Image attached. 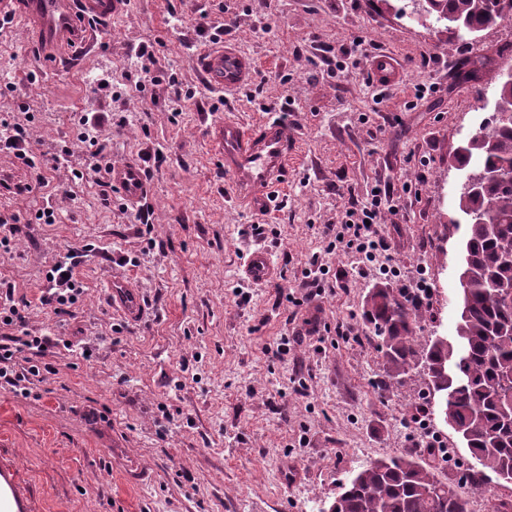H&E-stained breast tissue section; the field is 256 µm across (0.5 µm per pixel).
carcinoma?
Here are the masks:
<instances>
[{"instance_id": "obj_1", "label": "carcinoma", "mask_w": 512, "mask_h": 512, "mask_svg": "<svg viewBox=\"0 0 512 512\" xmlns=\"http://www.w3.org/2000/svg\"><path fill=\"white\" fill-rule=\"evenodd\" d=\"M424 5L429 20L445 25L457 18L475 34L512 21V0H424ZM491 124L492 141L479 131L457 157L462 169L475 158L476 172H502L478 194L462 185L457 191L459 211L491 219L467 224L469 281L455 326L461 344H422L416 334L419 309L386 286L371 289L363 311L380 340L388 379L399 380L421 364L435 388L445 382L436 367L455 362L461 382L443 396V411L481 470L450 484L435 466L412 458L377 460L343 483L325 512H469L470 497L488 492L489 474L512 469V423L505 419L512 410V335L507 333L512 328V263L503 259L512 245V112H494Z\"/></svg>"}]
</instances>
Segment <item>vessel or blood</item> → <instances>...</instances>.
Returning a JSON list of instances; mask_svg holds the SVG:
<instances>
[{
    "label": "vessel or blood",
    "instance_id": "obj_1",
    "mask_svg": "<svg viewBox=\"0 0 512 512\" xmlns=\"http://www.w3.org/2000/svg\"><path fill=\"white\" fill-rule=\"evenodd\" d=\"M123 8V0H23L13 21L25 28L44 68L62 70L77 65L97 42L100 28ZM203 84L233 90L245 84L253 71L252 59L234 46L203 50L197 57ZM402 70L392 57L382 55L371 67L373 83L386 86L399 80ZM218 157L230 177L237 201L255 211H270L279 203V192L297 154L299 139L292 128L275 118L247 127L233 120L211 129ZM111 181L131 204L144 202L150 189L140 165L113 164ZM243 274L261 284L277 271L269 253L255 248L246 258ZM112 306L127 321L140 322L146 310L141 292L124 278L109 283Z\"/></svg>",
    "mask_w": 512,
    "mask_h": 512
}]
</instances>
